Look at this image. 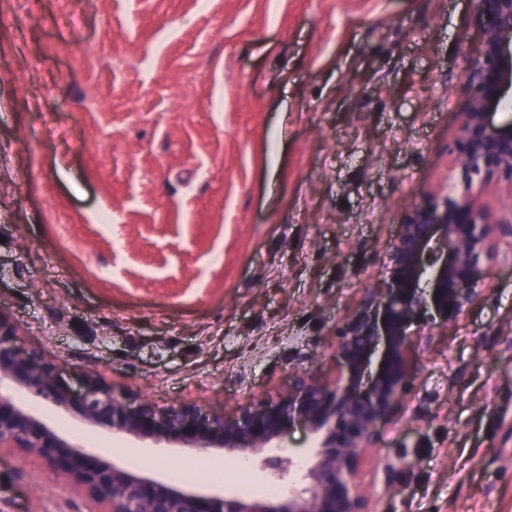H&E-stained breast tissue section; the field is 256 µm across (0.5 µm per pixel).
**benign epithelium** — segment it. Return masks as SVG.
<instances>
[{"label":"benign epithelium","mask_w":512,"mask_h":512,"mask_svg":"<svg viewBox=\"0 0 512 512\" xmlns=\"http://www.w3.org/2000/svg\"><path fill=\"white\" fill-rule=\"evenodd\" d=\"M471 3L480 46L461 72L467 101L454 145L465 188L423 200L398 225L382 260L381 287L367 292L339 331L340 370L332 385L298 370L288 391L229 417L192 404L165 410L135 405L96 373L86 374L78 391L63 385L52 364L17 346L19 330L0 312V383L13 391L0 393V452L39 458L93 505L87 512H368L359 478L375 427L396 415L413 386L417 369L408 364V351L427 345L434 328L457 321L482 297L491 262H512V219L488 223L487 209L470 193L476 178L512 183V118L502 119L512 88V0ZM19 395L72 413L95 432L174 444L191 454L262 455L279 478L292 460L268 452L302 425L316 436L308 484L267 499L175 487L62 436Z\"/></svg>","instance_id":"1"}]
</instances>
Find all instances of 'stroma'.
Listing matches in <instances>:
<instances>
[{"label":"stroma","instance_id":"obj_1","mask_svg":"<svg viewBox=\"0 0 512 512\" xmlns=\"http://www.w3.org/2000/svg\"><path fill=\"white\" fill-rule=\"evenodd\" d=\"M469 0H0V311L79 387L233 414L337 376L338 329L405 213L460 184ZM495 224L512 183L475 180ZM378 424L370 512H512V264L435 329ZM31 408L96 450L97 432ZM315 437L289 430L287 485ZM190 488L266 495L248 477ZM0 454V512H85Z\"/></svg>","mask_w":512,"mask_h":512}]
</instances>
